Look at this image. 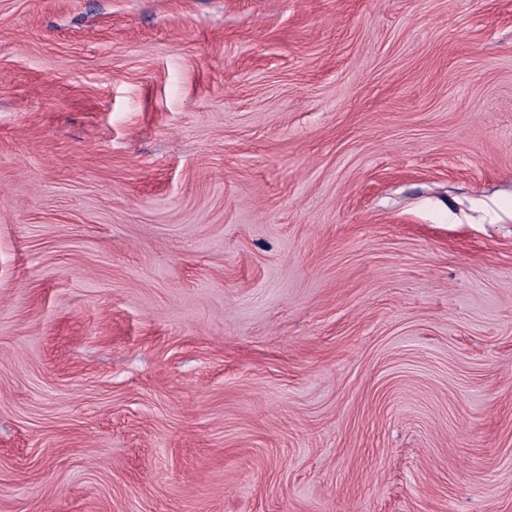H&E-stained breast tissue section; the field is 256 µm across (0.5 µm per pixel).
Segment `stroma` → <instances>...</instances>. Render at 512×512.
Instances as JSON below:
<instances>
[{"instance_id":"obj_1","label":"stroma","mask_w":512,"mask_h":512,"mask_svg":"<svg viewBox=\"0 0 512 512\" xmlns=\"http://www.w3.org/2000/svg\"><path fill=\"white\" fill-rule=\"evenodd\" d=\"M0 512H512V0H0Z\"/></svg>"}]
</instances>
